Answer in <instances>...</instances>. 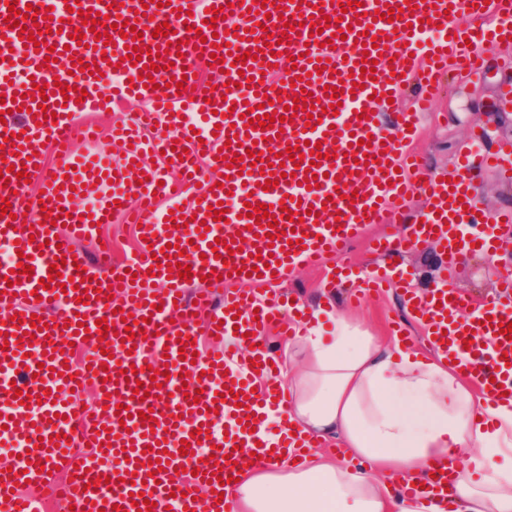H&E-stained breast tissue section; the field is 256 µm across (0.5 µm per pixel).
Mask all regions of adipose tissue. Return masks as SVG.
<instances>
[{"instance_id": "1", "label": "adipose tissue", "mask_w": 512, "mask_h": 512, "mask_svg": "<svg viewBox=\"0 0 512 512\" xmlns=\"http://www.w3.org/2000/svg\"><path fill=\"white\" fill-rule=\"evenodd\" d=\"M288 422L301 437L340 440L365 461L354 472L326 452L303 466L257 467L226 489L236 512H512V406L404 344L340 317L336 333L291 337L280 369ZM448 464L447 495L424 500L389 476Z\"/></svg>"}]
</instances>
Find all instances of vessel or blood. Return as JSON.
Here are the masks:
<instances>
[{"mask_svg": "<svg viewBox=\"0 0 512 512\" xmlns=\"http://www.w3.org/2000/svg\"><path fill=\"white\" fill-rule=\"evenodd\" d=\"M340 0H171L169 6H142L140 0H79L76 12L54 6L53 0H0V50L23 44L16 60L22 71L14 81L15 100L0 123V169L25 168L40 176L42 209L26 212L20 193L24 179L10 177L0 187V199L11 204L0 217V245L16 246L32 259V274L0 267V442L21 438L30 454L0 468V512H42L40 493L61 498L74 512H235L230 499L220 498L219 477H238L252 455L263 463L274 452L260 445L258 434L269 412L283 413L284 394L273 360L260 343L274 325L290 331L286 313L291 304L281 296L261 300L255 285L288 279L300 264L319 266L340 255L353 234L383 223L386 217L404 221L403 205L411 191L424 194L428 209L411 224L400 244L378 238L372 249L383 254L401 247L433 245L456 265L462 252L479 246L496 250L487 224L505 222V215L488 213L480 204L475 182L489 168L512 182V140L500 142L493 153L472 146L456 165L454 183L430 176L415 154H402L440 91L448 68L477 70L484 59L476 47L512 36V0H362L361 9L341 10ZM51 9L40 21L42 44L21 42L20 28L7 27L9 6ZM222 18H214V9ZM397 9L400 19L382 20ZM109 16L111 22L135 26L139 41L113 33L111 45L96 41L84 47L73 40L82 11ZM267 19H260V11ZM169 23L168 36H155L156 26ZM345 37H337V30ZM273 34L264 42L263 33ZM179 43V53L167 52ZM142 49L140 62L128 55ZM56 61L46 64L47 54ZM297 57L289 68V57ZM377 62L362 72L363 58ZM96 64V74L75 71L67 77L69 94L54 84L58 60ZM165 76L178 77L182 88L160 87L151 92L153 108L141 113L142 124L166 116L174 132L142 139L131 128L113 126L115 142L125 147L126 163L116 169L105 159L75 155L76 141H90L93 127L79 124L80 104L107 108L111 97L133 98L146 92L140 76L150 64ZM286 67V91H278L266 70ZM120 70L124 83L105 77ZM361 74L363 87L352 77ZM251 79L248 94L236 83ZM338 86L339 99L325 90ZM417 88L416 111L396 113L391 126L379 118L408 86ZM305 97L312 113L298 112L292 120L263 126L265 115L282 111L280 94ZM337 111H329V104ZM195 109L197 124L180 119L182 107ZM53 147L41 150L42 143ZM322 157L310 162L313 143ZM258 148L259 161L247 158ZM299 148L300 161L277 165L276 155ZM163 154L168 165L180 167L187 183L168 180L164 170L149 167L148 153ZM239 159L241 174H231L227 160ZM279 173L277 187L263 190L266 171ZM112 182L111 203L87 212L73 210L67 233L53 221L70 194H85L97 179ZM168 201L167 211L155 206ZM268 204V218H248V206ZM226 213L221 231H214V205ZM123 215L138 225V254L127 264H114L111 244L99 238L97 227ZM455 216L469 233L450 234L444 222ZM226 241L229 259L214 258L217 241ZM66 261L60 281L47 290L56 258ZM191 268L189 279L170 276L168 267ZM260 273H253V266ZM229 275L221 306L209 301V287ZM84 293H77V285ZM197 285L188 300L189 285ZM110 290L111 298L101 297ZM512 273L502 274L495 296L474 300L456 289L437 288L416 298L412 308L424 320L436 353L453 362L455 370L474 378L492 398L512 395V340L503 330L512 323ZM206 317V333L222 343V351L198 356V315ZM45 327L32 331V316ZM106 319L98 327L97 319ZM90 346L82 363H66L69 345ZM252 346L250 375L234 367L242 346ZM136 368L135 380L124 371ZM261 377V394H251V377ZM94 386L98 400L83 409L82 394ZM246 400H238V393ZM150 412L143 420L141 412ZM207 487L205 497L188 496V471ZM37 486L39 495L25 493ZM145 500L132 505L131 496Z\"/></svg>", "mask_w": 512, "mask_h": 512, "instance_id": "obj_1", "label": "vessel or blood"}]
</instances>
